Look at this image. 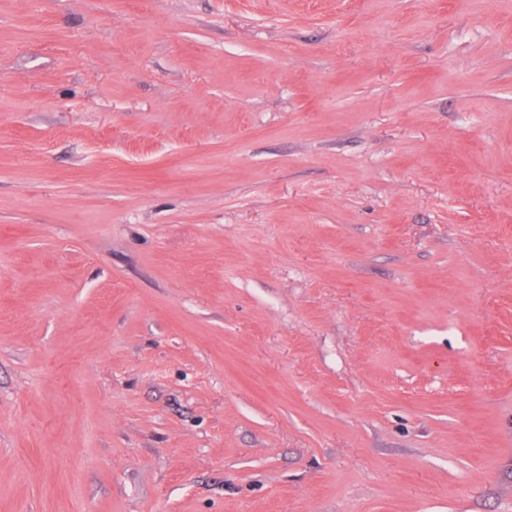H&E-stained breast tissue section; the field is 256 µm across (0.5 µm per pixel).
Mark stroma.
I'll use <instances>...</instances> for the list:
<instances>
[{
  "instance_id": "35a3bbf8",
  "label": "stroma",
  "mask_w": 512,
  "mask_h": 512,
  "mask_svg": "<svg viewBox=\"0 0 512 512\" xmlns=\"http://www.w3.org/2000/svg\"><path fill=\"white\" fill-rule=\"evenodd\" d=\"M0 512H512V0H0Z\"/></svg>"
}]
</instances>
